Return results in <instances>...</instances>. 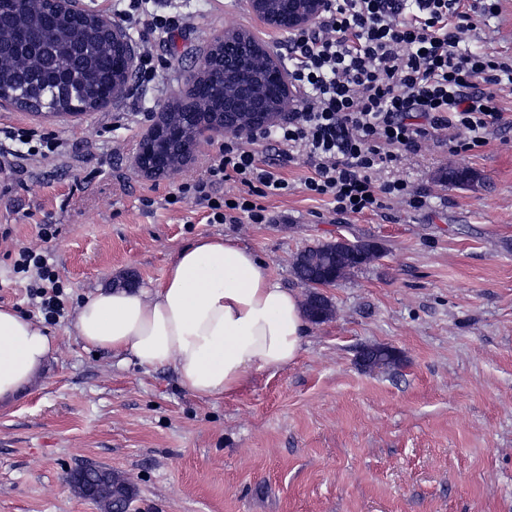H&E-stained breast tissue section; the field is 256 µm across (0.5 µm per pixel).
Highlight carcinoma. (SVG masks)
Instances as JSON below:
<instances>
[{
  "label": "carcinoma",
  "mask_w": 512,
  "mask_h": 512,
  "mask_svg": "<svg viewBox=\"0 0 512 512\" xmlns=\"http://www.w3.org/2000/svg\"><path fill=\"white\" fill-rule=\"evenodd\" d=\"M208 54L214 56L211 68L169 114L186 135L204 113L221 111L224 49L212 46ZM127 69L126 60L112 48V39L97 18L58 15L47 0H24L19 6L0 0L1 102L25 112L75 115L95 111L112 91L113 78L127 75ZM446 179L454 186H470L477 176L455 169L446 173ZM377 252L367 242L358 255L342 251L336 240L318 242L299 252L293 270L305 285L322 271L337 281L373 260ZM305 306L315 321L331 314L328 300L320 294L308 295ZM397 360L395 351L387 347L371 348L370 361L378 368L395 365ZM131 495L128 483L114 479L112 491L97 502L112 512L113 503L127 504Z\"/></svg>",
  "instance_id": "cac0c4a2"
}]
</instances>
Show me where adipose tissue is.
<instances>
[{
    "label": "adipose tissue",
    "mask_w": 512,
    "mask_h": 512,
    "mask_svg": "<svg viewBox=\"0 0 512 512\" xmlns=\"http://www.w3.org/2000/svg\"><path fill=\"white\" fill-rule=\"evenodd\" d=\"M74 334L85 348L172 368L193 395L236 393L253 371L299 357L308 332L303 303L273 279L262 258L221 235L180 247L148 288L106 286L79 304ZM47 329L0 306V402L29 388L50 359Z\"/></svg>",
    "instance_id": "adipose-tissue-1"
}]
</instances>
